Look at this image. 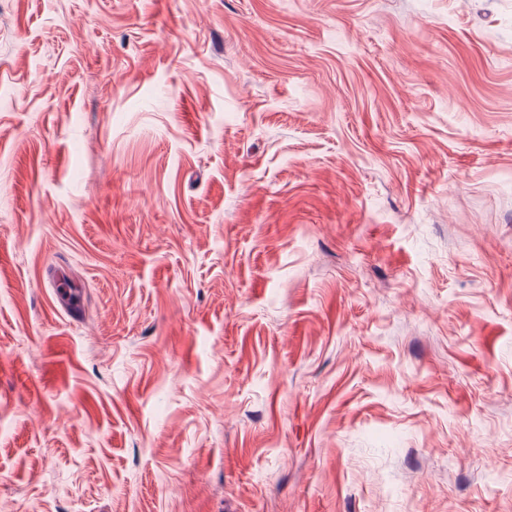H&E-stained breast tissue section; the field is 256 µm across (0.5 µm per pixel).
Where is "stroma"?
<instances>
[{
	"label": "stroma",
	"instance_id": "obj_1",
	"mask_svg": "<svg viewBox=\"0 0 512 512\" xmlns=\"http://www.w3.org/2000/svg\"><path fill=\"white\" fill-rule=\"evenodd\" d=\"M0 500L512 512V0H0Z\"/></svg>",
	"mask_w": 512,
	"mask_h": 512
}]
</instances>
